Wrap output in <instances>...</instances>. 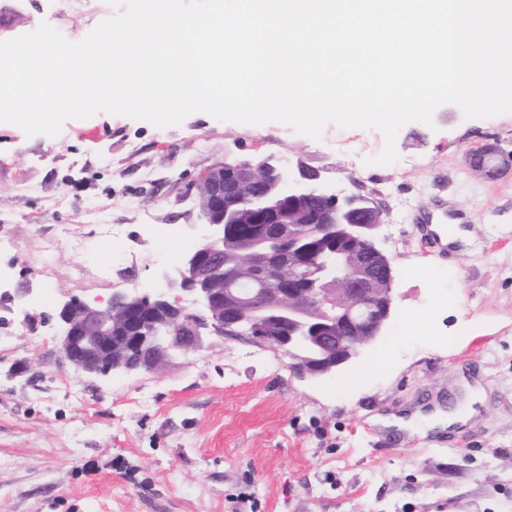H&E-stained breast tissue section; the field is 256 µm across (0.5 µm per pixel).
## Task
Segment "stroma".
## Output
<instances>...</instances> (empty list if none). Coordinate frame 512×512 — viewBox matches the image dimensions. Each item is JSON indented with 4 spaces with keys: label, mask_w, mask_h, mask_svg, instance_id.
<instances>
[{
    "label": "stroma",
    "mask_w": 512,
    "mask_h": 512,
    "mask_svg": "<svg viewBox=\"0 0 512 512\" xmlns=\"http://www.w3.org/2000/svg\"><path fill=\"white\" fill-rule=\"evenodd\" d=\"M108 0H0V40L48 23L82 40L116 15ZM404 125L399 160L372 128L180 125L104 112L61 133L0 125V287L32 296L0 325V512H512V172L489 180L466 161L486 142L512 150V113ZM271 158L318 173L338 195L383 210L377 245L392 264L385 337L335 375H295L268 346L213 338L155 373L96 377L63 364L55 305L160 288L203 218L195 182L214 166ZM465 242L431 244V224ZM96 224L124 227L128 272ZM66 241L43 251L47 231ZM80 241L72 250L71 241ZM483 389L467 424L406 436L369 417L457 408Z\"/></svg>",
    "instance_id": "stroma-1"
}]
</instances>
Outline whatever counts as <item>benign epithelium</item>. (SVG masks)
Masks as SVG:
<instances>
[{"label": "benign epithelium", "instance_id": "obj_1", "mask_svg": "<svg viewBox=\"0 0 512 512\" xmlns=\"http://www.w3.org/2000/svg\"><path fill=\"white\" fill-rule=\"evenodd\" d=\"M468 165L485 178L494 180L512 170V152H503L497 143L486 142L466 154ZM197 187L201 196L204 233L198 243L183 256L176 275H163L164 288H122L106 301H83L70 297L56 307L60 330L58 351L73 371L84 375L109 376L152 372L162 368L178 350H196L205 335L246 338L271 346L288 360V366L302 377L327 376L375 343L387 329L393 315L392 289L377 297L379 266L392 274L388 257L377 247L374 231L381 224V212L372 200L362 209L363 217L353 227L365 238V250L330 254L321 259L322 272L333 290L308 288L295 291L281 284V266L273 263L292 251L288 225L336 223V205L340 199L325 186L310 181L308 173L295 174L267 158L256 165L249 162L228 167L223 164L200 174ZM316 195L332 204L329 211L295 214L279 212L285 200L296 203ZM231 196L244 212L270 216L276 230L250 236L240 246L261 261L268 259L266 283L247 297L233 288L217 284L233 280L224 268L226 225L238 222L243 212L225 208L224 197ZM178 288L194 297L195 308L185 309L168 298ZM127 308L125 315H114V306ZM304 319H319L325 329L337 330L338 355L318 366L312 354L319 337L297 328L283 332L280 326ZM136 341L148 350V358L139 364L126 362L121 345Z\"/></svg>", "mask_w": 512, "mask_h": 512}]
</instances>
